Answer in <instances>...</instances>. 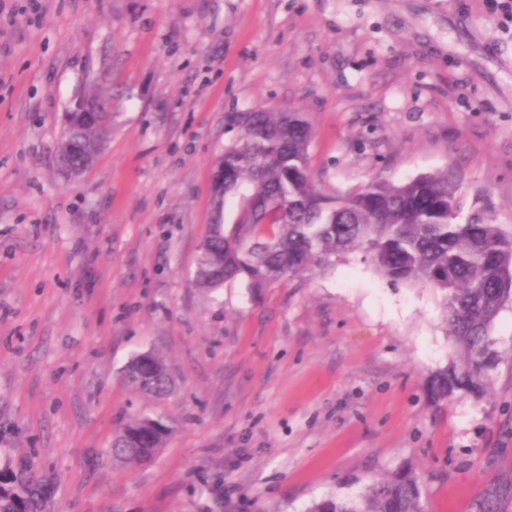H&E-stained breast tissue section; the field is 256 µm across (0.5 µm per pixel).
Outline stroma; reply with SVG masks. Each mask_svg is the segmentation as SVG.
Listing matches in <instances>:
<instances>
[{"label":"stroma","instance_id":"35a3bbf8","mask_svg":"<svg viewBox=\"0 0 512 512\" xmlns=\"http://www.w3.org/2000/svg\"><path fill=\"white\" fill-rule=\"evenodd\" d=\"M112 122L62 175L94 82ZM291 108L331 189L455 165L464 207L512 229V20L495 0H0V448L33 451L51 512H307L403 466L425 512L512 479V308L479 389L431 398L458 355L435 290L362 253L253 292L191 280L228 112ZM161 352L175 390L119 374ZM175 421L156 458L109 444ZM174 424L163 417L136 415L119 424L112 432L113 461L145 464L157 455L174 432Z\"/></svg>","mask_w":512,"mask_h":512}]
</instances>
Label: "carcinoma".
I'll list each match as a JSON object with an SVG mask.
<instances>
[{
  "label": "carcinoma",
  "mask_w": 512,
  "mask_h": 512,
  "mask_svg": "<svg viewBox=\"0 0 512 512\" xmlns=\"http://www.w3.org/2000/svg\"><path fill=\"white\" fill-rule=\"evenodd\" d=\"M236 137L216 162L222 194L199 249L194 287L216 293L243 281L256 291L293 277L329 271L359 251L384 278L439 291L449 340L459 364L431 382L432 398L481 385L494 363L488 336L501 310L512 304V232L482 208L461 217V182L445 167L403 183L376 177L349 191H329L309 164L312 123L305 112L260 109L226 112ZM102 130L98 115L74 116L58 157L78 166L96 157ZM125 382L137 392L164 398L174 387L166 360L155 352L130 358ZM174 432L162 417L136 415L112 432V459L143 464ZM28 457L0 465V512H42L46 483ZM422 478L413 468L366 484L355 496L337 495L309 512H424ZM512 482L493 486L475 512H504Z\"/></svg>",
  "instance_id": "1"
}]
</instances>
